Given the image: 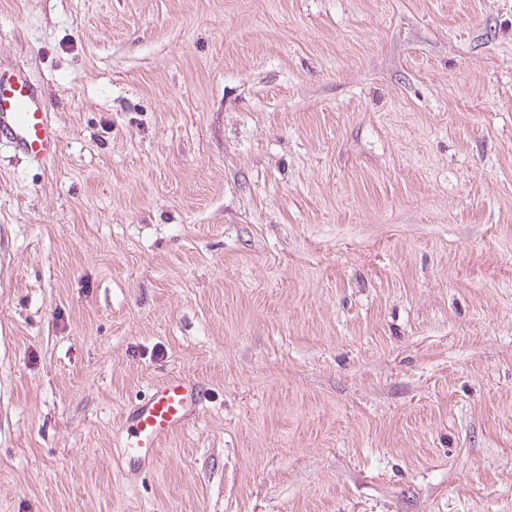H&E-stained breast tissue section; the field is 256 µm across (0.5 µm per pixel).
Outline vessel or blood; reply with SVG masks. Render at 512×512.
Instances as JSON below:
<instances>
[{"label":"vessel or blood","instance_id":"vessel-or-blood-1","mask_svg":"<svg viewBox=\"0 0 512 512\" xmlns=\"http://www.w3.org/2000/svg\"><path fill=\"white\" fill-rule=\"evenodd\" d=\"M58 143L42 91L23 68L0 63V145L44 162L55 156ZM203 400L199 387L182 376L157 382L119 427L118 447L129 471L156 466L163 443L185 426Z\"/></svg>","mask_w":512,"mask_h":512}]
</instances>
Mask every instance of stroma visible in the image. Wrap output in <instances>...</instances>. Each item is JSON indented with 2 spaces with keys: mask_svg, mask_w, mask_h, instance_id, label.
<instances>
[{
  "mask_svg": "<svg viewBox=\"0 0 512 512\" xmlns=\"http://www.w3.org/2000/svg\"><path fill=\"white\" fill-rule=\"evenodd\" d=\"M0 59L59 132L0 148V512H512V0H0ZM203 400L199 387L182 376L157 382L125 414L119 427L117 448L128 473L156 466L163 443L185 426Z\"/></svg>",
  "mask_w": 512,
  "mask_h": 512,
  "instance_id": "35a3bbf8",
  "label": "stroma"
}]
</instances>
